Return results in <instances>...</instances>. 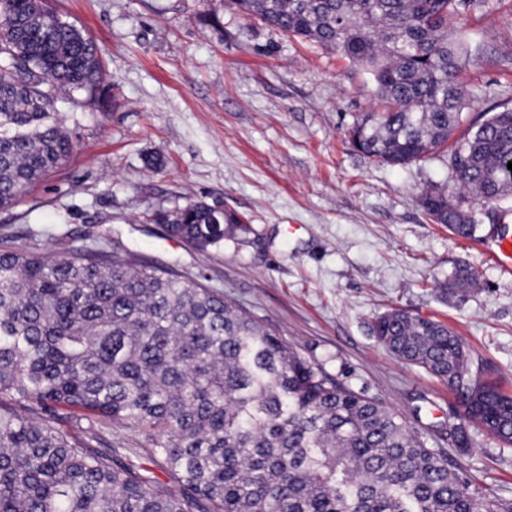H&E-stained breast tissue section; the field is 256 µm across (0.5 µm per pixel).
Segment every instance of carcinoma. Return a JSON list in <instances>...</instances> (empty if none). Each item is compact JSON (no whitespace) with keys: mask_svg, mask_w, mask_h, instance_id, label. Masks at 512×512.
Segmentation results:
<instances>
[{"mask_svg":"<svg viewBox=\"0 0 512 512\" xmlns=\"http://www.w3.org/2000/svg\"><path fill=\"white\" fill-rule=\"evenodd\" d=\"M231 3L367 71L381 111L353 124L355 149L389 165L446 153L451 187L419 198L433 222L471 239L485 211L512 215V107L469 118L453 36L464 0ZM103 73L79 29L35 0H0V208L69 159L62 112ZM153 220L202 252L251 233L202 201ZM476 284L460 268L441 293ZM374 334L512 446V396L471 371L461 337L400 309ZM114 428L140 447H109ZM0 512H512V499L467 481L397 412L224 293L103 245L53 257L36 242L0 248Z\"/></svg>","mask_w":512,"mask_h":512,"instance_id":"1","label":"carcinoma"}]
</instances>
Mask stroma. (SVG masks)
<instances>
[{"label": "stroma", "instance_id": "1", "mask_svg": "<svg viewBox=\"0 0 512 512\" xmlns=\"http://www.w3.org/2000/svg\"><path fill=\"white\" fill-rule=\"evenodd\" d=\"M41 3L92 39L105 75L65 114L73 154L0 209V234L55 253L106 236L118 256L202 279L512 499V447L469 422L459 452L454 395L372 332L392 308L442 322L483 379L512 393V276L488 255L494 231L461 239L429 219L420 195L450 179L439 158L392 167L351 147L349 127L379 109L370 75L228 0ZM458 34L472 47L471 112L512 99V0H473ZM191 198L237 213L251 234L199 252L148 222ZM461 266L478 287L441 302L439 283Z\"/></svg>", "mask_w": 512, "mask_h": 512}]
</instances>
